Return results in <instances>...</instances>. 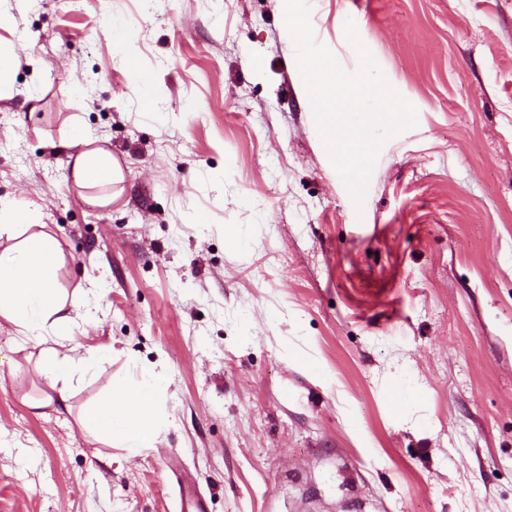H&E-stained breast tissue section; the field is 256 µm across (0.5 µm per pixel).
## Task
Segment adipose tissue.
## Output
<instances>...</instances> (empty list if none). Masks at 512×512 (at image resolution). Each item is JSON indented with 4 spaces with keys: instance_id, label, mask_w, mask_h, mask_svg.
I'll return each instance as SVG.
<instances>
[{
    "instance_id": "ef3b65f1",
    "label": "adipose tissue",
    "mask_w": 512,
    "mask_h": 512,
    "mask_svg": "<svg viewBox=\"0 0 512 512\" xmlns=\"http://www.w3.org/2000/svg\"><path fill=\"white\" fill-rule=\"evenodd\" d=\"M112 44L115 56L140 89L142 105L155 109L150 76L128 50L121 22L112 24ZM69 143L78 149L73 165L75 183L89 190V202L111 204L113 197L105 189L122 179L111 152L95 146L93 138L77 126L71 129ZM39 225L37 215L23 204L0 205V321L37 341L51 334L65 342L74 320L70 315L73 303L58 283L62 253L57 240ZM103 359V354L96 353L77 361L66 351L50 347L40 351L36 371L48 379L50 387L59 388L58 399L65 407L69 395L64 384ZM162 383L158 376L142 378L133 388L118 383L103 401L83 412L82 426L107 443L126 448L129 455H137L155 432L152 399Z\"/></svg>"
}]
</instances>
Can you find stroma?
Returning a JSON list of instances; mask_svg holds the SVG:
<instances>
[{
    "instance_id": "obj_1",
    "label": "stroma",
    "mask_w": 512,
    "mask_h": 512,
    "mask_svg": "<svg viewBox=\"0 0 512 512\" xmlns=\"http://www.w3.org/2000/svg\"><path fill=\"white\" fill-rule=\"evenodd\" d=\"M0 202L36 209L79 302L71 411L0 323V512H512V0H315L348 73L353 19L417 110L363 211L335 172L280 0H0ZM156 112L113 57L112 19ZM124 173L72 179L71 125ZM206 223H198V216ZM162 375L129 456L82 430L117 380ZM412 395L393 406L387 392Z\"/></svg>"
}]
</instances>
